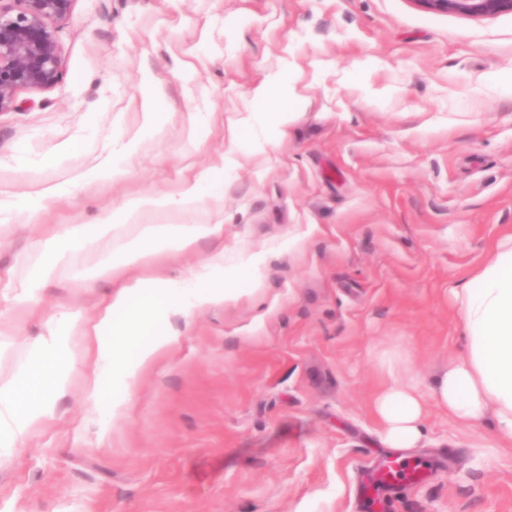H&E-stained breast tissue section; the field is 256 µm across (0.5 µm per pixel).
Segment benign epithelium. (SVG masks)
Masks as SVG:
<instances>
[{
  "label": "benign epithelium",
  "instance_id": "obj_1",
  "mask_svg": "<svg viewBox=\"0 0 512 512\" xmlns=\"http://www.w3.org/2000/svg\"><path fill=\"white\" fill-rule=\"evenodd\" d=\"M424 9L471 17L512 13V0H412ZM72 0H0V112L15 107L19 88L44 89L62 77L55 30Z\"/></svg>",
  "mask_w": 512,
  "mask_h": 512
}]
</instances>
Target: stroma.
I'll return each mask as SVG.
<instances>
[{
	"label": "stroma",
	"mask_w": 512,
	"mask_h": 512,
	"mask_svg": "<svg viewBox=\"0 0 512 512\" xmlns=\"http://www.w3.org/2000/svg\"><path fill=\"white\" fill-rule=\"evenodd\" d=\"M62 79L0 112V373L63 311L110 284L62 278L37 309L15 300L41 241L110 219L128 199L177 193L266 111L281 74L309 103L287 139L243 158L224 202L147 210L142 224L224 225V242L148 256L179 279L216 247L266 250L264 286L174 319L178 342L139 377L119 419L90 409L78 359L55 416L0 458V512H362L367 470L402 456L425 480L384 512H512V442L431 397L465 350L451 291L512 234V13L440 14L413 0H73L52 20ZM166 104L145 126L141 82ZM214 115L204 144L196 113ZM137 141L116 179L88 182ZM76 194L19 214L25 194ZM295 241L288 253L284 240ZM396 383L424 400L421 437L384 442L374 404Z\"/></svg>",
	"instance_id": "stroma-1"
}]
</instances>
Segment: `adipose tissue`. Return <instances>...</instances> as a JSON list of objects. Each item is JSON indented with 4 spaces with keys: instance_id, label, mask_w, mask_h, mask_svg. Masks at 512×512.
<instances>
[{
    "instance_id": "obj_1",
    "label": "adipose tissue",
    "mask_w": 512,
    "mask_h": 512,
    "mask_svg": "<svg viewBox=\"0 0 512 512\" xmlns=\"http://www.w3.org/2000/svg\"><path fill=\"white\" fill-rule=\"evenodd\" d=\"M276 102L273 112L243 119L249 135L237 150L220 154L203 173L185 179L177 194H146L131 199L111 220L73 224L42 243L43 259L20 280L22 294L36 301L38 291L59 277L112 281L113 287L94 316L68 313L61 327L33 338L28 358L8 378H0V447L11 448L32 436L55 414V398L65 392L78 355L93 357L94 410L111 396L113 410L129 403L137 376L178 339L172 320L193 310L238 300L236 282L247 277L253 289L263 286V253L223 251L180 280L137 275L140 261L152 254L179 255L204 239H219L223 224H146L137 235H124L127 224L147 209L187 210L224 198V179L244 155L264 153L288 135L295 111L305 98L296 96L279 75L255 91ZM453 298L466 336L462 356L439 373L432 387L438 406L471 425L493 416L504 439L512 440V236L501 241L485 266ZM386 426L385 443L408 448L420 436L424 408L404 385L386 389L376 401Z\"/></svg>"
}]
</instances>
